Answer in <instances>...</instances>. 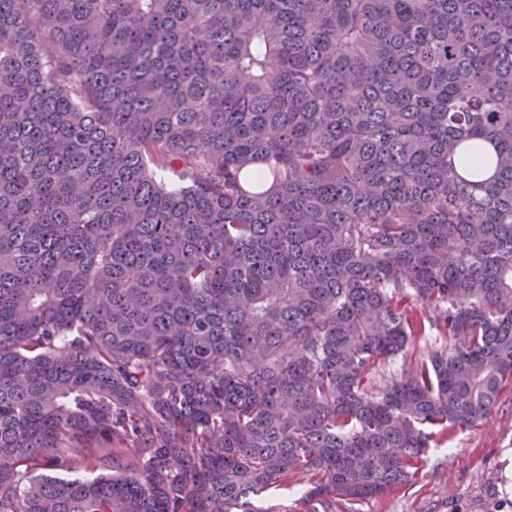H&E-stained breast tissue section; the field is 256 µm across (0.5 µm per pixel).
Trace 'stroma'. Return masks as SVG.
<instances>
[{
    "label": "stroma",
    "mask_w": 512,
    "mask_h": 512,
    "mask_svg": "<svg viewBox=\"0 0 512 512\" xmlns=\"http://www.w3.org/2000/svg\"><path fill=\"white\" fill-rule=\"evenodd\" d=\"M354 512H512V382L492 415L433 442L410 484L355 502Z\"/></svg>",
    "instance_id": "1"
}]
</instances>
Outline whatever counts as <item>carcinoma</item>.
<instances>
[{
  "mask_svg": "<svg viewBox=\"0 0 512 512\" xmlns=\"http://www.w3.org/2000/svg\"><path fill=\"white\" fill-rule=\"evenodd\" d=\"M506 379L512 0H0V512L354 503ZM448 345V339L437 336L434 331L429 336H419L416 341L411 345L409 357L412 360L423 358L429 351ZM304 489L290 482L267 494L261 501L254 502V508L269 512H303L300 497Z\"/></svg>",
  "mask_w": 512,
  "mask_h": 512,
  "instance_id": "obj_1",
  "label": "carcinoma"
}]
</instances>
